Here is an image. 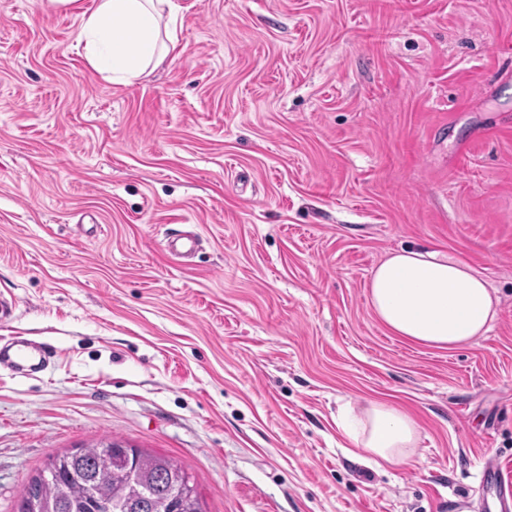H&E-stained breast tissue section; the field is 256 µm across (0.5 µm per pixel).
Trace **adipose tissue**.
Segmentation results:
<instances>
[{
  "label": "adipose tissue",
  "mask_w": 512,
  "mask_h": 512,
  "mask_svg": "<svg viewBox=\"0 0 512 512\" xmlns=\"http://www.w3.org/2000/svg\"><path fill=\"white\" fill-rule=\"evenodd\" d=\"M77 39L89 64L130 80L175 49L173 0H98L83 13ZM369 303L401 340L432 348L474 344L497 317L498 300L470 265L424 249L391 252L372 271ZM338 427L375 465L408 464L418 442L414 420L380 401L344 407Z\"/></svg>",
  "instance_id": "adipose-tissue-1"
}]
</instances>
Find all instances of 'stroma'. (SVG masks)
Returning <instances> with one entry per match:
<instances>
[{
	"instance_id": "stroma-1",
	"label": "stroma",
	"mask_w": 512,
	"mask_h": 512,
	"mask_svg": "<svg viewBox=\"0 0 512 512\" xmlns=\"http://www.w3.org/2000/svg\"><path fill=\"white\" fill-rule=\"evenodd\" d=\"M95 2L0 0V339L59 350L0 369V512L105 439L175 459L204 512H485L484 461L512 475V0H174L177 49L128 82L77 43ZM402 247L483 274L486 336L379 323ZM370 401L415 420L410 464L346 449ZM55 355V349L46 342L14 336L0 345V368L34 375L46 369Z\"/></svg>"
}]
</instances>
